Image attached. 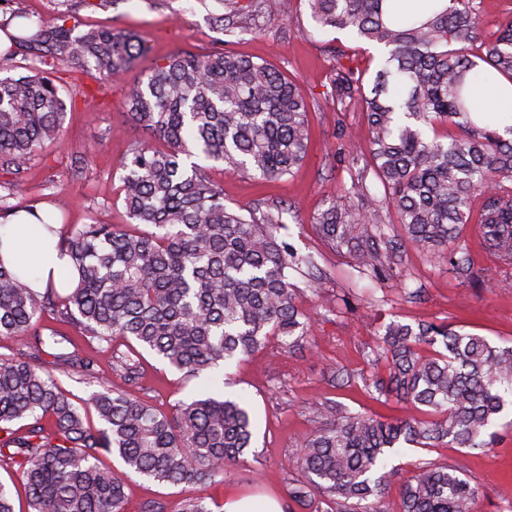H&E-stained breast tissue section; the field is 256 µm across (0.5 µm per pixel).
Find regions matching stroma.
<instances>
[{"label":"stroma","instance_id":"1","mask_svg":"<svg viewBox=\"0 0 512 512\" xmlns=\"http://www.w3.org/2000/svg\"><path fill=\"white\" fill-rule=\"evenodd\" d=\"M13 7L33 20L48 21L65 11L70 23L83 30L105 26L138 34L150 51L139 59L135 73L149 71L158 58L180 51L208 54L224 49L264 60L294 79L310 103L309 153L295 176L265 180L220 165L207 169L223 188L225 205L245 212L282 210L280 238L315 256L317 267L309 276L289 274L297 304L310 315V340L295 351L273 341L225 367V394L247 402L256 424L254 455L234 467L225 482L172 486L133 475L127 481L125 512H144L154 501L163 503L165 512H178L181 501L191 496L220 502L271 498L282 512H290L288 482L304 477L298 452L325 407L387 417L406 412L404 406L370 397L362 382L376 368L372 348L379 328L392 322L445 321L497 345L512 341V288L497 285L498 280L512 279V268L501 267L484 248L475 225L464 230L477 276L473 283L457 279L433 252L409 245L395 259L400 282L377 283L353 269L349 258L315 230L316 215L329 203L360 207V199L347 197L346 191L368 153L362 103L347 102L337 112L327 99L336 64L332 50L345 49L354 65L364 69L378 55L377 47L346 30H315L304 0H290L285 15L255 18L240 12L233 22L249 26L250 32L231 37L213 24L224 12L221 0H14ZM135 73L113 78L101 91L89 74L63 71V92L75 97L67 109L63 141L46 147L32 162L12 190L13 204L41 209L59 199L67 206L66 223L84 224L94 216L126 224L118 200L121 162L131 148L152 140L124 107ZM408 289L419 291V299H407ZM141 362L137 396L163 412L211 387L208 380L187 377L149 352H142ZM335 370L342 372V380H331ZM495 429L494 445L483 450L445 445L397 449L390 460L395 473L376 504L378 512H392L418 462L457 467L475 482L480 488L476 512H507L512 506L511 407Z\"/></svg>","mask_w":512,"mask_h":512}]
</instances>
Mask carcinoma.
I'll list each match as a JSON object with an SVG mask.
<instances>
[{"label": "carcinoma", "mask_w": 512, "mask_h": 512, "mask_svg": "<svg viewBox=\"0 0 512 512\" xmlns=\"http://www.w3.org/2000/svg\"><path fill=\"white\" fill-rule=\"evenodd\" d=\"M318 30L348 29L383 49L371 83L367 71L336 51L332 102L359 99L370 134L367 166L384 187L372 193L358 173L347 193L366 208L331 203L315 218L319 235L378 281L394 277L391 256L404 242L433 251L464 282L475 280L460 230L482 228L485 245L512 267V126L500 133L472 117L474 69L483 63L512 79V20L482 32L477 0H449L412 16L388 0H306ZM62 14L23 26L14 42L37 52L27 75L0 61V174L17 181L47 146L59 144L66 117L58 66L80 67L100 83L135 69L148 50L135 34L112 28L80 31ZM125 106L157 140L122 162L118 198L129 227L92 221L64 224L39 218L58 236L60 255L78 273L73 288H30L24 271L0 260V337H26V350L0 356V464L22 469L29 512H123L126 476L171 485L222 482L253 444L247 404L220 391L178 403L172 413L139 400L140 361L111 362L115 378H97L122 338L188 376H207L261 349L269 337L290 348L307 340V317L288 272L315 266L279 239L281 212L244 215L224 204L196 158L225 169L280 179L302 166L309 148V103L298 84L266 62L230 51L167 55L134 78ZM463 135L447 142L448 126ZM478 206H473L475 200ZM394 209L406 240L385 232L380 212ZM68 324L93 349L56 361L99 389L77 404L42 366L47 344L70 342L43 316ZM433 353H423V348ZM374 357L386 371L365 386L413 414L387 419L339 413L328 406L304 440L305 480L288 497L305 510L316 497L335 512H374L391 472L390 451L404 445L489 447L497 416L512 397V345L446 323L415 327L391 322ZM94 411L102 427L93 428ZM118 456L125 470L102 466ZM479 487L458 469L421 463L401 488L395 512H474ZM182 512H224L201 497Z\"/></svg>", "instance_id": "carcinoma-1"}]
</instances>
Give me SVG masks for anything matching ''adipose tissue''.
Listing matches in <instances>:
<instances>
[{
  "label": "adipose tissue",
  "instance_id": "obj_1",
  "mask_svg": "<svg viewBox=\"0 0 512 512\" xmlns=\"http://www.w3.org/2000/svg\"><path fill=\"white\" fill-rule=\"evenodd\" d=\"M476 119L500 120L512 115V81L494 73H483L474 91ZM35 218L19 212L0 226V259L6 264L23 260L32 288L44 291L49 283L66 281L72 267L60 260L55 241L46 233L36 232Z\"/></svg>",
  "mask_w": 512,
  "mask_h": 512
}]
</instances>
